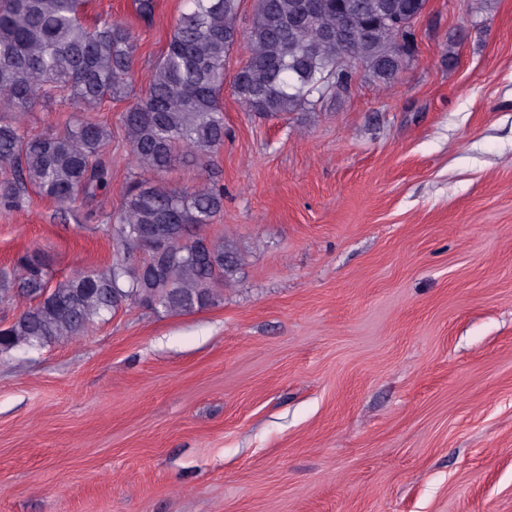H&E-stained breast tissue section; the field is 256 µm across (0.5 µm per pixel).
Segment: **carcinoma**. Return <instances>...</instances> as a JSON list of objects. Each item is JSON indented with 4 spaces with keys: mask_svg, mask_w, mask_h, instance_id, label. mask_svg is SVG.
<instances>
[{
    "mask_svg": "<svg viewBox=\"0 0 512 512\" xmlns=\"http://www.w3.org/2000/svg\"><path fill=\"white\" fill-rule=\"evenodd\" d=\"M241 0H186L145 93L118 116L135 162L119 212L101 225L120 257L58 282L36 252L0 271V301L23 305L0 328V353L40 349L80 336L129 301L187 313L212 304L239 257L224 238L198 231L224 209V187L157 183L189 153L203 166L224 144L219 96L236 44ZM86 0H0V107L26 112L54 90L94 108L126 96L138 48L130 28L81 21ZM426 0H256L250 49L233 88L251 112L314 108L351 85L360 64L381 83L393 80L414 49L412 24ZM112 131L96 120L31 136L0 122V206L19 208L28 190L59 209L108 187ZM167 256L157 260L158 241ZM145 253L140 262L134 254Z\"/></svg>",
    "mask_w": 512,
    "mask_h": 512,
    "instance_id": "obj_1",
    "label": "carcinoma"
}]
</instances>
